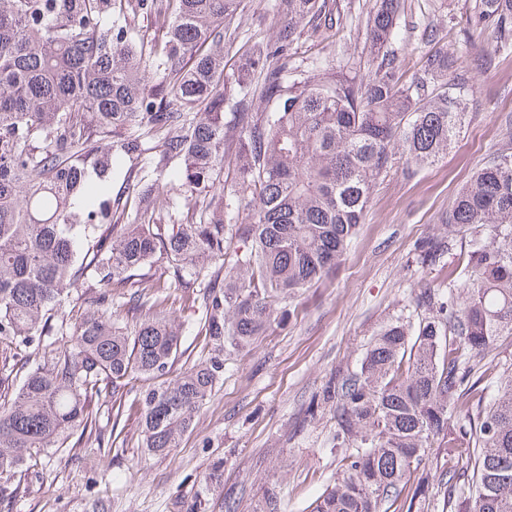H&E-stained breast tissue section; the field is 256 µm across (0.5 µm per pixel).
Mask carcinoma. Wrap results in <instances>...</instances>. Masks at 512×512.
<instances>
[{
  "label": "carcinoma",
  "instance_id": "obj_1",
  "mask_svg": "<svg viewBox=\"0 0 512 512\" xmlns=\"http://www.w3.org/2000/svg\"><path fill=\"white\" fill-rule=\"evenodd\" d=\"M281 27L225 89L224 41L243 0H0V497L46 448L95 436L102 394L135 393L141 447H177L281 300L339 266L371 193L460 136L467 69L433 45L411 76L394 47L403 7L375 0L365 73L285 77L296 34L327 0H278ZM150 17L155 34L139 33ZM512 46V0H479L469 34ZM264 105L256 108V103ZM150 154L154 177L128 168ZM179 164V176L168 167ZM448 230L415 254L446 281L413 292L316 405L332 412L342 478L310 512H512V368L488 393L481 363L512 335V152L458 192ZM202 309L207 357L173 374L181 326L167 290ZM73 315L66 314V310ZM268 484L253 512H281Z\"/></svg>",
  "mask_w": 512,
  "mask_h": 512
}]
</instances>
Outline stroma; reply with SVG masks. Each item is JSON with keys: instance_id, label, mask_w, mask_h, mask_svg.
Instances as JSON below:
<instances>
[{"instance_id": "stroma-1", "label": "stroma", "mask_w": 512, "mask_h": 512, "mask_svg": "<svg viewBox=\"0 0 512 512\" xmlns=\"http://www.w3.org/2000/svg\"><path fill=\"white\" fill-rule=\"evenodd\" d=\"M396 46L405 71L419 67L429 47L419 33L434 21L448 52L463 64L494 54L492 68L471 73L476 93L459 139L436 164L413 177L388 176L375 188L363 224L336 271L319 287L300 290L249 352L225 363L224 383L202 407L195 426L165 456L138 445L141 407L125 397L99 402L103 432L119 426L126 447L114 454L85 441L75 455L47 450L19 472L0 512H252L268 482L283 479V512H308L337 478L329 413L307 408L331 371L355 366L383 323L407 308L426 275L412 261L417 244L443 232V214L489 155L507 148L512 119V50L493 31L468 36L464 18L475 0H402ZM373 0H330L332 30H304L290 49L291 76L310 64L328 71L365 65V21ZM224 45V75L232 77L254 42L275 41L277 0H247Z\"/></svg>"}]
</instances>
